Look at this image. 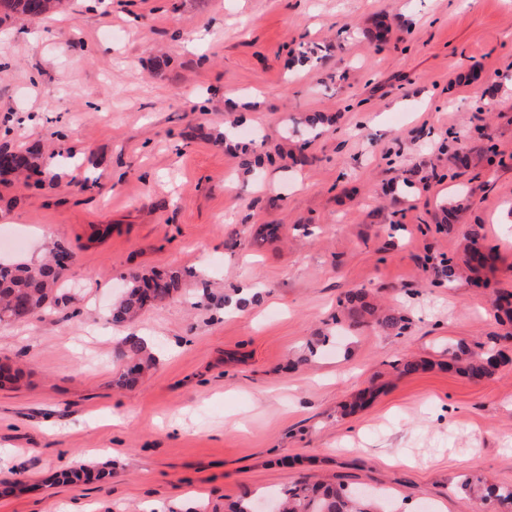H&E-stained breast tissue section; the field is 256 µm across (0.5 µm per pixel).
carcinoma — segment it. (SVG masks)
I'll use <instances>...</instances> for the list:
<instances>
[{
    "label": "carcinoma",
    "mask_w": 512,
    "mask_h": 512,
    "mask_svg": "<svg viewBox=\"0 0 512 512\" xmlns=\"http://www.w3.org/2000/svg\"><path fill=\"white\" fill-rule=\"evenodd\" d=\"M63 0H0V23L7 20L41 19L58 11ZM0 158L7 161L11 173L30 177V173L46 176L40 146L11 151L0 148ZM481 235L475 227L464 236L463 265L476 273L491 259L492 249L480 244ZM69 250L57 245L50 249L45 261L30 265L24 262L5 264L0 262V324L27 321L32 312L42 311L59 301L58 287L64 269L59 257ZM183 288V276L179 271L164 275H136L128 280L122 295L112 303L108 321L123 326L133 321L145 308L177 296ZM346 320L351 326L375 323L385 331L404 330V318L393 309H381L369 301L361 290L346 294L341 303ZM499 321L512 324V292L498 291L492 301ZM448 367L456 368L473 379L493 375L504 363V356L496 346L476 351L462 344L448 346ZM117 356L126 362V370L118 384L131 386L137 377L155 363V357L143 339L135 335L125 336ZM461 489L484 505L485 512H512V486L488 483L479 475H470L461 483ZM278 512H385L379 497L365 494L345 485L312 481L304 476L278 496Z\"/></svg>",
    "instance_id": "carcinoma-1"
}]
</instances>
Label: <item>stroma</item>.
<instances>
[{
  "instance_id": "obj_1",
  "label": "stroma",
  "mask_w": 512,
  "mask_h": 512,
  "mask_svg": "<svg viewBox=\"0 0 512 512\" xmlns=\"http://www.w3.org/2000/svg\"><path fill=\"white\" fill-rule=\"evenodd\" d=\"M302 45L322 60L293 61ZM485 133L481 180L449 178L455 137ZM35 143L58 178L0 183V260L55 241L74 261L66 301L0 326L21 370L0 452L24 460L0 470V512H228L305 474L386 490L392 512H482L463 476L512 485V339L490 305L512 291V0H67L0 26V147ZM474 224L489 285L448 284ZM170 269L181 296L108 322L124 279ZM239 286L258 302L225 310ZM359 289L406 329L341 321ZM131 332L158 359L122 389ZM494 336L491 378L449 370V345ZM407 359L426 367L397 374ZM83 466L103 479L62 482Z\"/></svg>"
}]
</instances>
